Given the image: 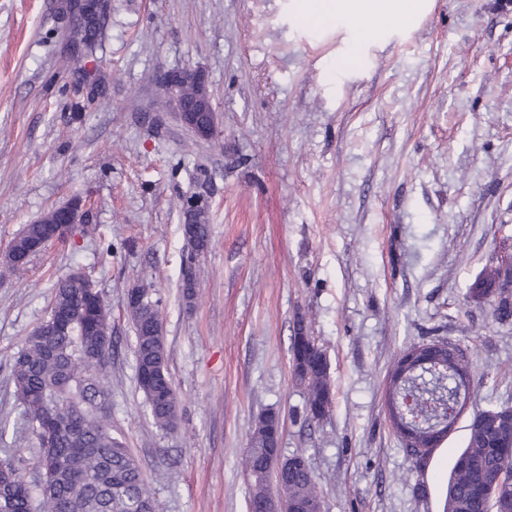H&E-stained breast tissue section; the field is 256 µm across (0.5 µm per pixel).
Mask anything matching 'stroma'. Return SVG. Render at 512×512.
<instances>
[{
    "label": "stroma",
    "instance_id": "1",
    "mask_svg": "<svg viewBox=\"0 0 512 512\" xmlns=\"http://www.w3.org/2000/svg\"><path fill=\"white\" fill-rule=\"evenodd\" d=\"M289 0H110L102 42L71 56L60 0H0V255L49 209L83 223L0 278V462L36 481L12 362L57 279L83 270L112 314V433L159 512H247L242 460L279 414L323 512H442L472 413L512 406V321L467 295L512 252V0H435L423 24L333 78L338 41ZM202 71L218 134L198 140L160 72ZM206 192L210 243L185 304L182 198ZM160 301L179 398L158 428L138 388L132 288ZM329 362L333 406L305 419L295 327ZM459 342L469 404L424 464L385 408L403 350Z\"/></svg>",
    "mask_w": 512,
    "mask_h": 512
}]
</instances>
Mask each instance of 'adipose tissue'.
<instances>
[{"label":"adipose tissue","mask_w":512,"mask_h":512,"mask_svg":"<svg viewBox=\"0 0 512 512\" xmlns=\"http://www.w3.org/2000/svg\"><path fill=\"white\" fill-rule=\"evenodd\" d=\"M432 6L433 0H290L289 12L307 29L341 34L336 72L342 75L360 66L368 46L413 31Z\"/></svg>","instance_id":"1"}]
</instances>
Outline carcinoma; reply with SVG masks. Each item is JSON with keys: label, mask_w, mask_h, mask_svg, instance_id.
<instances>
[{"label": "carcinoma", "mask_w": 512, "mask_h": 512, "mask_svg": "<svg viewBox=\"0 0 512 512\" xmlns=\"http://www.w3.org/2000/svg\"><path fill=\"white\" fill-rule=\"evenodd\" d=\"M62 208L48 210L25 225L14 238L16 254L0 264V276L24 273L31 257L56 239ZM188 262L209 244L207 221L183 225ZM499 262L485 266L469 285L473 300H496L494 314L512 319V296L499 284ZM139 302L128 306L135 330V368L139 389L155 424L171 429L178 398L167 371L159 301L146 288H136ZM432 359L411 362L404 373L391 372L386 405L396 431L409 432L403 444L417 464L426 461L435 429L456 417L468 386L460 376L472 367L462 346L451 340L430 342ZM111 312L100 289L88 288L68 274L56 282L46 320L26 337L12 364V377L22 406L23 425L39 447L37 462L55 468L36 486L20 475L0 480V500L9 512H156V503L141 468L124 442L112 435ZM291 370L305 387V418L319 421L330 411L333 394L326 353L311 336L297 329L291 342ZM279 418L261 415L251 434L245 471L249 478L248 512H322L320 491L304 456H281L274 447ZM512 407L495 405L473 415L466 448L448 478L443 512H512ZM494 490L488 496V490Z\"/></svg>", "instance_id": "cac0c4a2"}]
</instances>
